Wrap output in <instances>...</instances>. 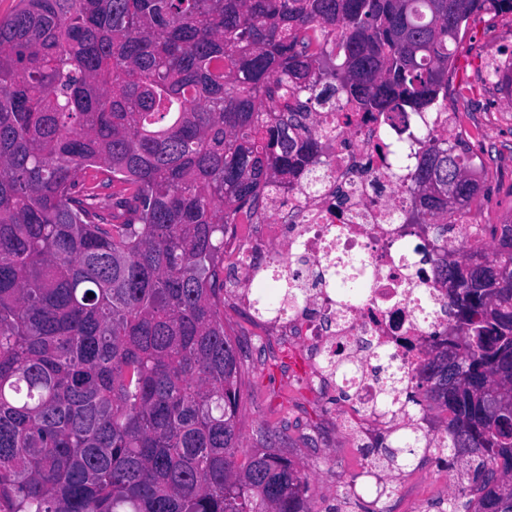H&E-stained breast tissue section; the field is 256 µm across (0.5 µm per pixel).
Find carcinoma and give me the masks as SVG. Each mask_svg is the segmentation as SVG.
Segmentation results:
<instances>
[{"mask_svg": "<svg viewBox=\"0 0 512 512\" xmlns=\"http://www.w3.org/2000/svg\"><path fill=\"white\" fill-rule=\"evenodd\" d=\"M512 0H18L0 18V512H311L290 460L239 464L224 226L264 216L323 145L303 120L434 112L463 24ZM462 140L416 154L410 223L448 239L484 192ZM88 169L106 180L87 183ZM445 260L446 334L406 403L441 447L366 449L401 470L448 454L464 508L512 512V224ZM361 274L336 282L361 295ZM260 280L257 311L296 304Z\"/></svg>", "mask_w": 512, "mask_h": 512, "instance_id": "cac0c4a2", "label": "carcinoma"}]
</instances>
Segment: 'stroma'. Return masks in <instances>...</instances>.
Returning a JSON list of instances; mask_svg holds the SVG:
<instances>
[{
  "instance_id": "obj_1",
  "label": "stroma",
  "mask_w": 512,
  "mask_h": 512,
  "mask_svg": "<svg viewBox=\"0 0 512 512\" xmlns=\"http://www.w3.org/2000/svg\"><path fill=\"white\" fill-rule=\"evenodd\" d=\"M512 53V13L482 11L470 17L460 34L448 93L457 106L466 142L485 171L484 191L471 204L487 224L512 222V117L506 116L505 86L489 81V60ZM238 273L224 269V330L242 345L238 426L241 451L261 447L277 433L273 452L287 457L306 476L312 512H440L444 493L460 481L427 462L414 481L401 471L377 467L362 473L351 436L337 418L349 402L339 390L311 394L300 380L305 350L287 337L272 336L234 304Z\"/></svg>"
}]
</instances>
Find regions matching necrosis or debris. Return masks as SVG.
<instances>
[{"instance_id":"1","label":"necrosis or debris","mask_w":512,"mask_h":512,"mask_svg":"<svg viewBox=\"0 0 512 512\" xmlns=\"http://www.w3.org/2000/svg\"><path fill=\"white\" fill-rule=\"evenodd\" d=\"M317 131L325 146L327 164L318 184L297 181L288 194L278 196L273 212L284 223L263 220L261 226L224 228V259L240 273L239 303L250 300L259 277L246 263L254 256L286 280L295 281L304 301L288 306L263 324L282 331L307 353L309 385L336 386L337 364L355 365L351 384L354 401L341 422L357 431L424 429L426 417L391 414L379 405L385 389L374 375L364 346L387 350L388 374L414 378L430 349V336L446 322L437 307L444 293L428 268L403 260L401 246L423 245L419 226L405 223L413 209V193L398 188L388 168L374 151L381 136L424 149L430 137L458 131V114L448 108L437 112L394 115L393 119L361 120L346 126L333 113L318 114ZM353 141L355 150L345 148ZM344 204H337V193ZM360 263L366 273L363 296L348 307L338 305L328 277L347 262Z\"/></svg>"}]
</instances>
